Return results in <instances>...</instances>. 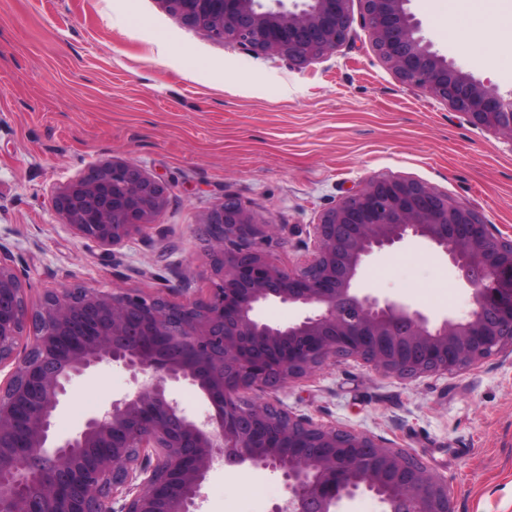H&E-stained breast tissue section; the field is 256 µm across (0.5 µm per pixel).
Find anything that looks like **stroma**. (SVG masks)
I'll return each mask as SVG.
<instances>
[{
    "mask_svg": "<svg viewBox=\"0 0 512 512\" xmlns=\"http://www.w3.org/2000/svg\"><path fill=\"white\" fill-rule=\"evenodd\" d=\"M410 9L434 50L512 93V29L492 48L470 42L476 20L450 0ZM112 159L167 185L153 228L118 269L52 209L59 188ZM372 177L422 182L512 236V149L401 84L360 21L335 52L298 68L185 27L159 0H0V243L27 272L31 303L49 288L163 294L184 280L204 298L202 221L228 195L257 220L288 225L270 254L294 266L298 228ZM363 281L437 320L472 308L458 270L420 242L371 256ZM132 390L121 365L89 371L63 397L56 433H75ZM270 396L418 456L447 480L456 512H512V355L417 379L347 359ZM285 494L278 475L221 467L199 512H271Z\"/></svg>",
    "mask_w": 512,
    "mask_h": 512,
    "instance_id": "stroma-1",
    "label": "stroma"
}]
</instances>
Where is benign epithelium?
Segmentation results:
<instances>
[{"label":"benign epithelium","instance_id":"obj_1","mask_svg":"<svg viewBox=\"0 0 512 512\" xmlns=\"http://www.w3.org/2000/svg\"><path fill=\"white\" fill-rule=\"evenodd\" d=\"M188 28L233 40L292 66L349 39L352 0H160ZM411 0H359L373 49L404 85L430 95L512 147V92L456 67L420 35ZM167 185L123 160L86 168L53 197L60 221L112 255L143 235ZM209 288L172 300L139 289L71 286L37 304L0 244V512H198L208 474L250 466L279 475L288 495L272 512H343L357 493L384 512H455L448 482L368 433L315 423L259 394L341 359L401 379L448 374L512 354V238L471 209L415 180L368 179L324 209L294 268L266 253L288 225L260 222L232 197L203 220ZM408 238L442 251L473 290L460 319L432 320L354 287L366 257ZM276 301L311 313L272 324ZM120 364L134 391L67 438L52 426L67 387ZM196 387L211 411L196 416L171 394Z\"/></svg>","mask_w":512,"mask_h":512}]
</instances>
